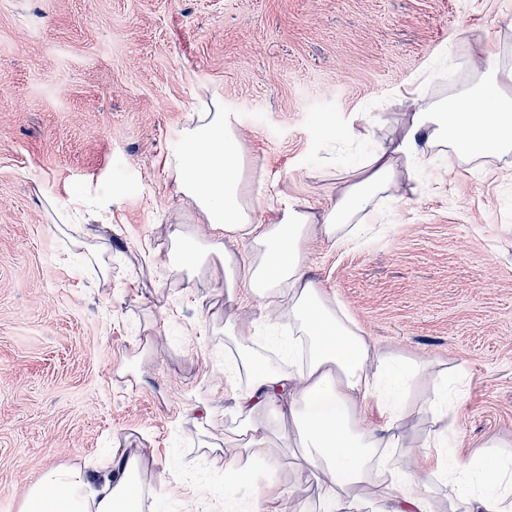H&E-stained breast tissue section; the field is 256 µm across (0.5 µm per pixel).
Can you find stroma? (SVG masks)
<instances>
[{
  "instance_id": "35a3bbf8",
  "label": "stroma",
  "mask_w": 512,
  "mask_h": 512,
  "mask_svg": "<svg viewBox=\"0 0 512 512\" xmlns=\"http://www.w3.org/2000/svg\"><path fill=\"white\" fill-rule=\"evenodd\" d=\"M487 38L512 71V0H0V501L16 512L47 467L137 448L163 489L146 512H211L241 441L227 305L223 284L154 258L170 225L205 230L164 159L217 97L263 196L321 209L373 131L413 112L397 90L447 109ZM431 154L377 199L366 239L319 242L310 266L387 354L429 362L404 393L406 444L449 422L464 453L512 455V153ZM48 198L110 203L111 224L87 226L108 271ZM437 384L456 403L444 422L421 408ZM273 455L286 512H314L288 449Z\"/></svg>"
}]
</instances>
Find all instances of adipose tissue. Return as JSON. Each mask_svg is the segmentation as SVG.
I'll use <instances>...</instances> for the list:
<instances>
[{
	"label": "adipose tissue",
	"mask_w": 512,
	"mask_h": 512,
	"mask_svg": "<svg viewBox=\"0 0 512 512\" xmlns=\"http://www.w3.org/2000/svg\"><path fill=\"white\" fill-rule=\"evenodd\" d=\"M475 69L477 91L444 112L419 107L363 166L338 176L335 197L318 213L297 198L258 203L243 175L244 138L219 101L192 115L181 150L166 157L176 194L208 229L199 238L171 225L170 269L223 283L224 334L236 342L233 401L244 443L224 450L225 498L247 488L251 512H284L292 491L273 476L277 441L297 449L295 467L312 474L319 512H433L412 486L438 477L462 491L450 512H512V466L463 456L450 447L449 430L431 435L423 468L400 469V380L389 377L385 353L308 265L316 241L344 247L358 239L374 197L396 186L404 167L423 163L426 147L449 143L467 157L512 152V97L501 90L505 75L493 46L479 48ZM243 241L245 253L237 249ZM248 321L287 327L302 361L272 365L254 345L238 343ZM142 464L140 453L120 448L97 465L51 466L19 512H144L157 490L142 483Z\"/></svg>",
	"instance_id": "ef3b65f1"
}]
</instances>
